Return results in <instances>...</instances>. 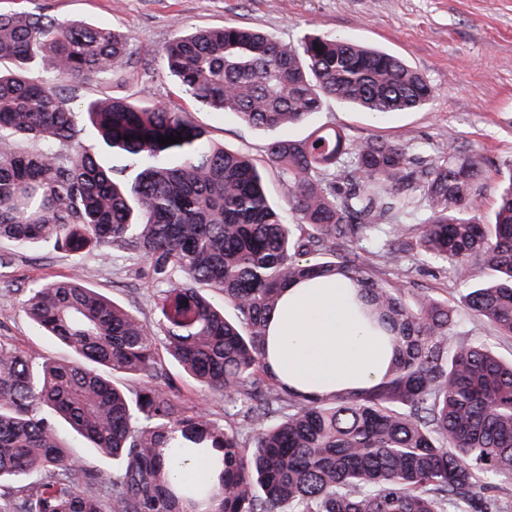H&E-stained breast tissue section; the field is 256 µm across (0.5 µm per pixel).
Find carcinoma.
Masks as SVG:
<instances>
[{
    "label": "carcinoma",
    "mask_w": 512,
    "mask_h": 512,
    "mask_svg": "<svg viewBox=\"0 0 512 512\" xmlns=\"http://www.w3.org/2000/svg\"><path fill=\"white\" fill-rule=\"evenodd\" d=\"M130 39L40 12L0 14V62L12 64L0 70V239L19 250L51 244L76 260L123 251L160 286L152 326L77 277L10 297L68 358L37 367L0 342L3 512H203L208 498L216 512H505L512 361L470 341L447 301L421 292L407 302L371 258L397 269L446 263L461 282L488 267L491 281L461 303L511 341L512 174L485 224L477 155L426 159L316 129L268 144L267 164L287 184L275 206L253 161L186 112L106 96L78 105L62 94L67 82L121 72ZM161 56L198 109L266 131L305 122L330 98L383 117L435 95L400 58L326 33L288 45L226 23L177 33ZM36 58L48 62L37 80L28 76ZM168 135L182 142L159 144ZM422 206L426 223H401ZM317 277L348 289L366 325L388 338L380 383L306 395L267 364L268 316L282 290ZM161 350L224 394L240 425L220 426L161 388ZM114 375L139 386L119 387ZM62 422L112 460L111 473L86 468ZM182 452L217 484L188 472L172 481Z\"/></svg>",
    "instance_id": "1"
}]
</instances>
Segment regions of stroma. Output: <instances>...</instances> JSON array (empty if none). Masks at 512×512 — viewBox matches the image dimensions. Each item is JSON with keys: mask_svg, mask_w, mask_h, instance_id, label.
<instances>
[{"mask_svg": "<svg viewBox=\"0 0 512 512\" xmlns=\"http://www.w3.org/2000/svg\"><path fill=\"white\" fill-rule=\"evenodd\" d=\"M24 10L131 34L129 63L122 73L69 84L66 94L78 103L112 96L188 109L214 141L248 155L262 169L268 192L278 203L286 186L266 163L270 132L231 114L188 108L178 85L165 74L162 46L179 31L236 22L264 29L291 45L304 34L328 32L384 49L432 85L436 96L430 106L379 121L330 99L306 123L288 129L287 137L300 140L315 128L334 126L349 139L377 137L408 147L417 156L477 153L484 169L480 218L486 223L494 218L500 181L512 171V0H0V13ZM0 254L11 259L0 266V340L38 359H62L67 352L39 333L16 303L4 299L36 279L79 277L135 311L146 324L156 321L158 289L146 277L145 263L132 255L117 252L105 264L95 254L76 260L48 245L19 253L3 239ZM372 269L411 294L428 291L455 302L466 291L448 268L437 265L416 261L396 270L376 261ZM161 363L189 407L205 411L218 424L235 425V418L224 413L223 395L202 388L169 358Z\"/></svg>", "mask_w": 512, "mask_h": 512, "instance_id": "obj_1", "label": "stroma"}]
</instances>
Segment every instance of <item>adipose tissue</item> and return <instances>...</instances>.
I'll return each mask as SVG.
<instances>
[{"label":"adipose tissue","instance_id":"adipose-tissue-1","mask_svg":"<svg viewBox=\"0 0 512 512\" xmlns=\"http://www.w3.org/2000/svg\"><path fill=\"white\" fill-rule=\"evenodd\" d=\"M266 357L286 384L321 395L380 381L391 352L363 332L346 289L315 279L284 290L269 321Z\"/></svg>","mask_w":512,"mask_h":512}]
</instances>
